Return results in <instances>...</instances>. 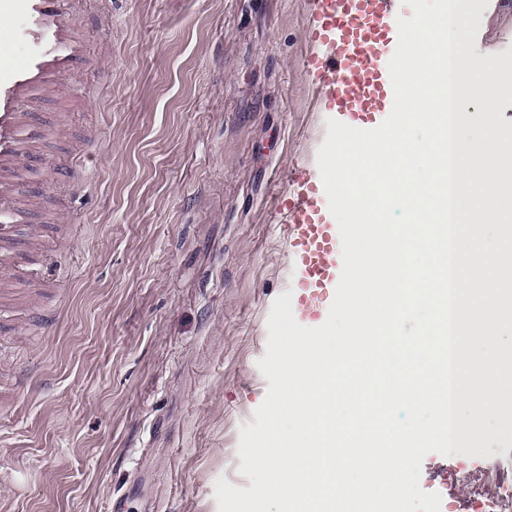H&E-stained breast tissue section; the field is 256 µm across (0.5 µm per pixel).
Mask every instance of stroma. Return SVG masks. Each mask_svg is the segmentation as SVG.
I'll list each match as a JSON object with an SVG mask.
<instances>
[{
  "mask_svg": "<svg viewBox=\"0 0 512 512\" xmlns=\"http://www.w3.org/2000/svg\"><path fill=\"white\" fill-rule=\"evenodd\" d=\"M84 51L30 108L0 247V512H218L288 290L279 206L327 135L305 0H68ZM512 48L489 0L475 53ZM425 456L420 487L473 477Z\"/></svg>",
  "mask_w": 512,
  "mask_h": 512,
  "instance_id": "obj_1",
  "label": "stroma"
}]
</instances>
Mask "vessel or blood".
I'll list each match as a JSON object with an SVG mask.
<instances>
[{"instance_id":"vessel-or-blood-1","label":"vessel or blood","mask_w":512,"mask_h":512,"mask_svg":"<svg viewBox=\"0 0 512 512\" xmlns=\"http://www.w3.org/2000/svg\"><path fill=\"white\" fill-rule=\"evenodd\" d=\"M66 0H0V15L21 19L40 41L37 50L0 61V230L15 224L12 175L25 139L23 108L49 79L60 78L80 55L67 41ZM308 50L304 63L313 75V93L322 114L361 129L376 123L393 104L386 67L397 45L400 0H309ZM281 215L288 226L289 277L295 318L318 316L319 297L335 287L341 239L331 224L323 182L298 174Z\"/></svg>"}]
</instances>
